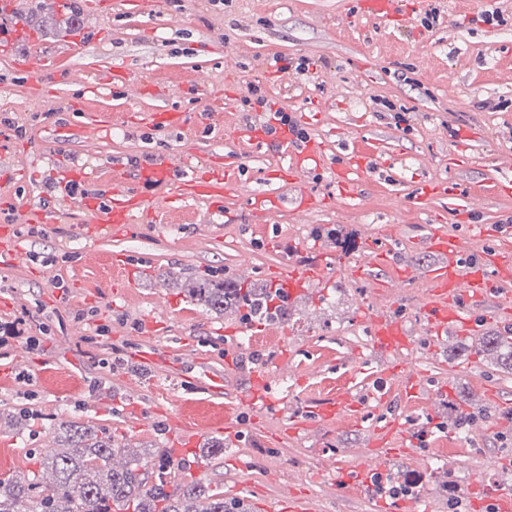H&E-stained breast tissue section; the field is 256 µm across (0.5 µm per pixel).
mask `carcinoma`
Instances as JSON below:
<instances>
[{"label": "carcinoma", "mask_w": 512, "mask_h": 512, "mask_svg": "<svg viewBox=\"0 0 512 512\" xmlns=\"http://www.w3.org/2000/svg\"><path fill=\"white\" fill-rule=\"evenodd\" d=\"M188 298L213 312L245 310L252 323L287 321L288 294L280 286L237 282L228 278L198 277ZM487 352L512 370V342L491 336ZM456 426L465 430L473 413L465 399L448 403ZM63 450L47 458L56 479L44 484L37 479H0V512H245L224 502V494L194 482L169 492L164 482L149 480V472L131 463L121 470L110 467L119 446L112 437L89 427L64 422L60 426Z\"/></svg>", "instance_id": "cac0c4a2"}]
</instances>
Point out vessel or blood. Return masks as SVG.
Segmentation results:
<instances>
[{
  "label": "vessel or blood",
  "instance_id": "b4317fda",
  "mask_svg": "<svg viewBox=\"0 0 512 512\" xmlns=\"http://www.w3.org/2000/svg\"><path fill=\"white\" fill-rule=\"evenodd\" d=\"M355 2L359 12L369 21L390 22L400 18L398 0ZM183 121L182 113L174 110L155 111L146 114L143 119L145 126L163 130L180 128ZM235 134L260 147L278 145L284 148L288 162L281 174L284 180L292 183L324 163L320 144L298 138L280 122L266 120L261 112L255 113L253 121L237 127ZM374 164L370 153L357 149L348 151L343 159L336 161L331 170L337 196H354L357 175L370 171ZM238 170V164L234 163L221 170L193 171L184 155L170 153L156 157L153 163L133 176L130 183H114L110 204L101 205L90 196L81 198V208L91 217L86 233L92 236L101 229L110 230L116 235L135 233L139 229L138 216L146 211L150 191L167 185H178L189 197L222 204L227 191L238 181ZM424 245L446 258L445 263L430 272L433 298L420 310L427 335L436 340L451 332H474L480 323L500 316V308L491 306L490 300L500 285L512 283V254L490 250L471 256L464 250L458 237L438 229L431 230ZM28 259L27 250L16 241L11 226H0V260L16 265L27 263ZM280 281L292 295L301 292L312 282L324 288L330 285L325 277V266L321 263L305 269L289 264L281 270ZM364 316L374 349L391 358L390 364L385 367L386 375L400 376L405 392H414L419 386L418 377L409 366L397 362L398 356L414 349L413 336L401 321L387 311L368 307L364 310ZM269 387L270 377L266 372H253L250 387L241 397L242 402L257 413L268 412L273 406L267 394ZM360 408V400L347 396L319 406L316 413L327 419L344 413H356ZM396 441L400 442L405 452L418 443L406 424L400 418L391 416L375 429L372 445L376 448L386 447ZM380 467L379 460H368L354 471L331 473L330 481L336 487L354 482L366 485L370 482L371 472Z\"/></svg>",
  "mask_w": 512,
  "mask_h": 512
}]
</instances>
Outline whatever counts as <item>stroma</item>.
Masks as SVG:
<instances>
[{
  "label": "stroma",
  "mask_w": 512,
  "mask_h": 512,
  "mask_svg": "<svg viewBox=\"0 0 512 512\" xmlns=\"http://www.w3.org/2000/svg\"><path fill=\"white\" fill-rule=\"evenodd\" d=\"M349 0H69L57 10L39 0H0V225L15 228L30 266L0 263V326L20 334L0 344V479L50 482L45 462L57 450L60 422L106 429L125 450L122 462L161 471L168 487L200 481L243 502L248 512L289 494L291 482L315 496L319 512H373L360 487L335 491L323 467L357 469L371 451L378 413L364 410L344 421L294 429L316 403L374 389L382 358L374 350L363 310L388 306L417 338L412 364L422 383L401 397L390 378V409L423 439L412 453L385 457L382 473L393 497L426 496L433 512H448V487H462V512H485L493 487L512 488V422L499 402L512 401V374L483 354L482 337L450 334L428 343L420 308L431 297L427 272L443 261L422 244L431 226L463 234L469 223L449 221L464 206L472 222L489 226L512 217V0H489L507 22H478L477 0H430L440 11L433 31L409 16L397 28L361 20ZM50 55L72 74L31 82L14 60ZM317 61L307 76L279 69L276 57ZM129 73L125 85L104 83L110 67ZM417 88H410V80ZM260 83L286 107L311 139L334 154L356 147L377 156L360 175L355 199H340L327 171H311L301 184L275 172L284 156L241 139L199 135L192 120L210 110L223 128L244 123L247 85ZM383 96L410 108L411 132L377 111ZM162 107L187 118L184 128L152 132L135 117ZM110 117L99 133L91 115ZM175 151L210 168L225 158L244 164L242 187L224 198V213L174 187L155 190L148 229L136 237L81 235L86 217L65 198L62 172L89 174L83 187L102 197L115 178L134 173L156 156ZM471 187L470 195L412 200L424 177ZM305 188L320 201L308 212L288 209L259 217L251 194L294 195ZM29 209L50 221L31 229ZM294 247L297 261L332 258V284H310L292 299L285 323L270 322L239 346L223 333L241 317L217 316L187 301L195 276H231L252 269L271 282ZM394 247L413 278L395 291L389 268L371 278L354 274L371 259V245ZM128 256L145 275L128 278L114 267ZM159 334L144 336V318ZM287 355L293 374L271 380L281 411L254 417L239 400L253 370ZM477 408L480 434L460 432L448 420L444 385ZM434 418H426L427 409ZM197 437L205 467L194 472L167 447L172 424ZM238 432V443L212 454L207 445Z\"/></svg>",
  "instance_id": "obj_1"
}]
</instances>
